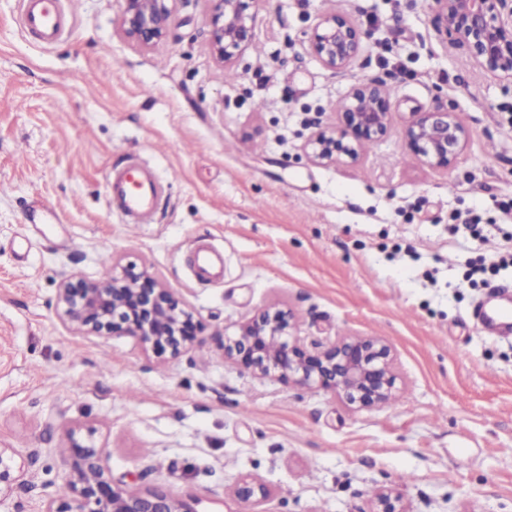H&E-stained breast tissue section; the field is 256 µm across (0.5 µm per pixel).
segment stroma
<instances>
[{
  "mask_svg": "<svg viewBox=\"0 0 512 512\" xmlns=\"http://www.w3.org/2000/svg\"><path fill=\"white\" fill-rule=\"evenodd\" d=\"M19 3L0 0V448L23 475L0 512H43L78 427L114 478L197 512H371L384 488L405 512H512V337L477 317L512 295V270L466 279L512 245L498 209L512 199V80L439 42L427 0H262L257 42L228 69L207 0H175L168 38L146 51L118 31L123 0H78L50 46L22 31ZM328 11L365 34L340 73L304 49ZM358 81L388 88V133L358 162L314 163L305 141ZM435 104L470 131L448 170L405 149L412 112ZM134 156L169 184L152 224L124 223L105 195L107 171ZM36 197L61 223H28ZM456 214L482 237L449 234ZM201 242L223 251V279L195 278ZM116 262L188 300L203 325L192 348L160 359L59 323L61 281ZM274 308L311 339L386 341L400 393L355 412L239 372L220 336ZM244 478L268 498L240 502Z\"/></svg>",
  "mask_w": 512,
  "mask_h": 512,
  "instance_id": "obj_1",
  "label": "stroma"
}]
</instances>
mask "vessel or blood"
Here are the masks:
<instances>
[{
  "mask_svg": "<svg viewBox=\"0 0 512 512\" xmlns=\"http://www.w3.org/2000/svg\"><path fill=\"white\" fill-rule=\"evenodd\" d=\"M22 24L25 31L41 44L55 43L69 24V14L62 0H22ZM107 193L113 207L125 223L151 224L167 197L168 184L146 162L133 160L125 167L109 172ZM196 277L204 282L222 278L224 256L209 247H198L194 253Z\"/></svg>",
  "mask_w": 512,
  "mask_h": 512,
  "instance_id": "b4317fda",
  "label": "vessel or blood"
}]
</instances>
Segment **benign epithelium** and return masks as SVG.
I'll list each match as a JSON object with an SVG mask.
<instances>
[{
    "label": "benign epithelium",
    "instance_id": "obj_1",
    "mask_svg": "<svg viewBox=\"0 0 512 512\" xmlns=\"http://www.w3.org/2000/svg\"><path fill=\"white\" fill-rule=\"evenodd\" d=\"M121 35L147 50L168 34L174 0H124ZM211 49L215 58L231 65L256 39L260 0H208ZM439 40L467 50L473 65L484 73L512 76V0H431ZM306 51L333 72L350 68L362 51V31L344 13L321 15ZM393 107L387 89L377 83L354 84L339 109V122L319 128L305 150L320 164L355 162L384 137ZM470 136L457 113L434 106L413 113L404 131L407 149L423 163L448 169ZM56 316L69 331L84 337L129 336L157 357L176 358L197 340L201 322L178 293L146 269L133 264L107 278L87 279L77 273L65 278L57 291ZM224 358L241 372L257 378L321 390L353 410L388 404L398 390L396 357L383 340L367 336H336L307 340L297 332L294 316L282 309L265 310L220 339ZM67 495L51 497L44 512H196L192 503L172 493L137 491L112 478L94 432L68 431ZM17 480L0 448V486ZM236 497H266L255 482L236 486ZM372 512H406L400 497L381 489Z\"/></svg>",
    "mask_w": 512,
    "mask_h": 512
}]
</instances>
